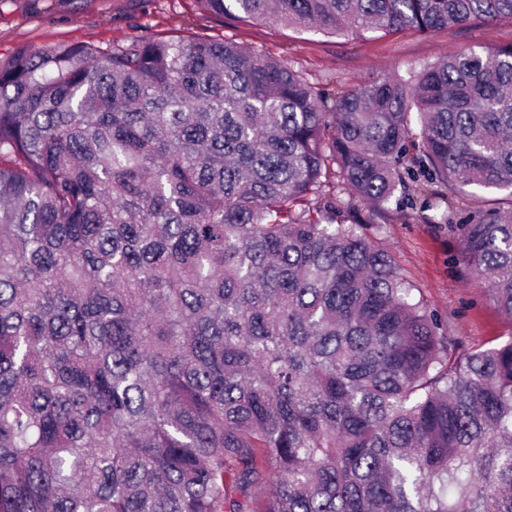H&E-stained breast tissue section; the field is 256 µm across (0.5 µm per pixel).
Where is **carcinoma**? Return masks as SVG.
Masks as SVG:
<instances>
[{"instance_id":"obj_1","label":"carcinoma","mask_w":512,"mask_h":512,"mask_svg":"<svg viewBox=\"0 0 512 512\" xmlns=\"http://www.w3.org/2000/svg\"><path fill=\"white\" fill-rule=\"evenodd\" d=\"M197 2L335 37L512 18ZM417 173L477 203L462 260L512 320V43L332 103L191 34L0 64V512H246L272 477L258 512H512V340L442 333L368 232Z\"/></svg>"}]
</instances>
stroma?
Here are the masks:
<instances>
[{
	"mask_svg": "<svg viewBox=\"0 0 512 512\" xmlns=\"http://www.w3.org/2000/svg\"><path fill=\"white\" fill-rule=\"evenodd\" d=\"M185 32L228 39L287 62L308 82L332 95L393 71L407 72L454 50L512 42V20H473L463 28L422 35L405 31L360 38L327 36L269 21L217 18L196 0H7L0 6V63L20 47L87 42L124 45L145 33ZM423 177L408 179L403 194L376 219V233L391 251L400 275L419 289L444 332L465 346L489 348L512 340L505 320L476 277L461 272L457 225L473 210L460 198L450 210L436 206Z\"/></svg>",
	"mask_w": 512,
	"mask_h": 512,
	"instance_id": "1",
	"label": "stroma"
}]
</instances>
